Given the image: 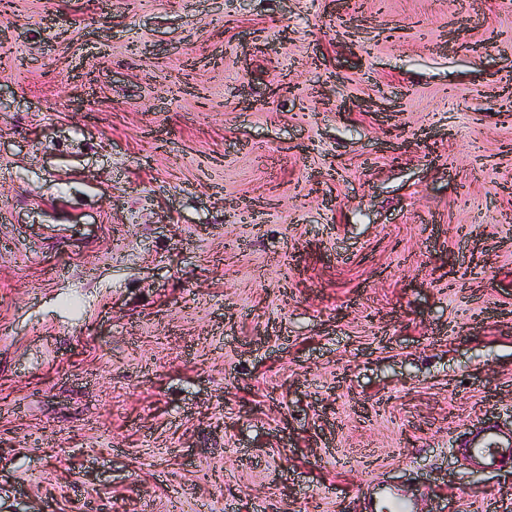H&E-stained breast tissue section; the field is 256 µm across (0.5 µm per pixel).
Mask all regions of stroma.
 Wrapping results in <instances>:
<instances>
[{"mask_svg":"<svg viewBox=\"0 0 512 512\" xmlns=\"http://www.w3.org/2000/svg\"><path fill=\"white\" fill-rule=\"evenodd\" d=\"M509 215L512 0H11L0 512H484ZM466 453L478 466H501L512 459L511 438L503 437L494 427L487 426L472 438Z\"/></svg>","mask_w":512,"mask_h":512,"instance_id":"obj_1","label":"stroma"}]
</instances>
